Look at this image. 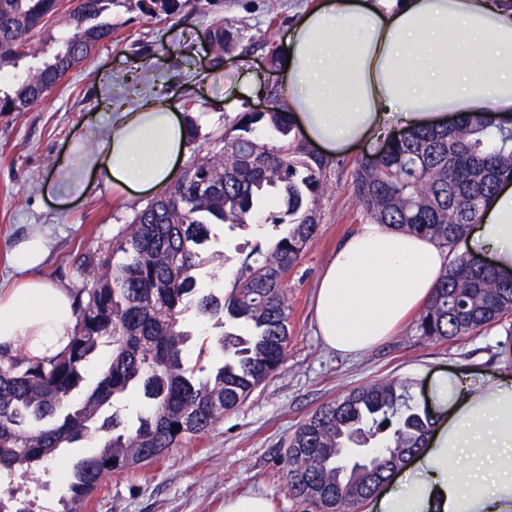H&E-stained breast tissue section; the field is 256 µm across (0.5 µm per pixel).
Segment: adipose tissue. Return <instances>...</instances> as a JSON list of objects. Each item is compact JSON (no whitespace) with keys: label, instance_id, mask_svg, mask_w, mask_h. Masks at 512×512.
Returning <instances> with one entry per match:
<instances>
[{"label":"adipose tissue","instance_id":"obj_1","mask_svg":"<svg viewBox=\"0 0 512 512\" xmlns=\"http://www.w3.org/2000/svg\"><path fill=\"white\" fill-rule=\"evenodd\" d=\"M291 54L280 102L307 139L328 154L385 143L394 132L440 126L483 110L512 123V0H316L283 40ZM190 119L165 100L121 105L98 150L56 193L104 184L123 194L157 191L176 176ZM469 250L512 274V185L489 201ZM46 242L14 251L18 277L0 289V346L60 354L74 325L68 289L34 276ZM425 237L366 222L327 261L315 296L324 346L354 357L393 335L432 297L448 265ZM439 418L408 458L377 512H512V377L484 383L437 377Z\"/></svg>","mask_w":512,"mask_h":512}]
</instances>
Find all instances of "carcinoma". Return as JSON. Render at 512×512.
<instances>
[{
  "instance_id": "cac0c4a2",
  "label": "carcinoma",
  "mask_w": 512,
  "mask_h": 512,
  "mask_svg": "<svg viewBox=\"0 0 512 512\" xmlns=\"http://www.w3.org/2000/svg\"><path fill=\"white\" fill-rule=\"evenodd\" d=\"M59 0H0V113L26 112L112 39L115 0H75L71 35L51 59L33 32ZM142 11L175 12L181 0H139ZM228 25L212 32L223 65L236 42ZM283 137L293 130L285 112H242L224 134V159L193 160L160 196L125 225L99 259L101 272L76 289L69 347L37 358L0 348V476L31 473L64 444L93 437L98 450L62 477L56 512H81L108 473L132 470L213 430L282 365L288 346L285 281L318 228L316 202L327 161L299 145H271L265 127ZM512 177V129L491 128L475 112L442 128H418L390 142L385 153L362 158L351 189L362 219L425 236L443 248L467 237L483 206ZM288 217L284 234L256 252L249 273L230 295L202 293L195 304L220 358L200 375L187 374L190 334L183 330L192 271L211 225H245L269 192ZM512 316V278L457 256L441 272L417 324L424 336H467ZM112 355L92 391L71 399L101 339ZM408 387L372 383L316 410L290 438L282 458L288 492L316 509H359L389 479L396 464L423 446L433 422L409 403ZM136 396L143 410L125 423L122 411L104 415L114 400ZM386 452L357 477L344 472L347 449L359 435L375 436Z\"/></svg>"
}]
</instances>
